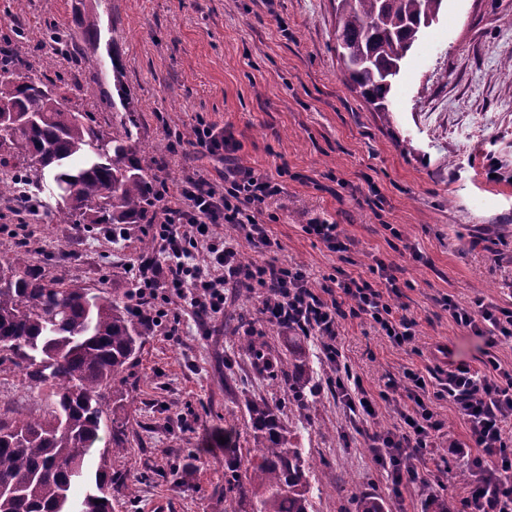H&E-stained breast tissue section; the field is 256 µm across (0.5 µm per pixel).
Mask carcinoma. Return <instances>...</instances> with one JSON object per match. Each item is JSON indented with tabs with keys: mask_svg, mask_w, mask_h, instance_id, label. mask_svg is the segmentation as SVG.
<instances>
[{
	"mask_svg": "<svg viewBox=\"0 0 512 512\" xmlns=\"http://www.w3.org/2000/svg\"><path fill=\"white\" fill-rule=\"evenodd\" d=\"M444 0H338L337 49L348 85L379 112L423 29ZM83 36L97 33V17L74 20ZM20 54L0 50V109L17 108L35 122L0 125V170L15 173L34 194L20 202L37 213L51 180L59 195L57 224H135L147 219L154 186L138 156L132 120L105 133L71 106L55 86L29 74ZM148 322L129 305L28 270L16 255L0 261V366L22 372L41 390L15 418L0 413V512H72L71 491L86 454L99 439L104 391L135 359ZM260 376L276 373L292 390L288 412L313 406L305 391L306 358L293 351L273 360L264 337L242 342ZM122 396L112 402V463L124 453ZM257 459L231 460L225 473L224 512H309L308 483L289 420L265 400L248 404ZM120 482L102 457L80 512H110L104 488ZM347 512H383L382 503L354 493Z\"/></svg>",
	"mask_w": 512,
	"mask_h": 512,
	"instance_id": "carcinoma-1",
	"label": "carcinoma"
}]
</instances>
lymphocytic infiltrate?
<instances>
[{"mask_svg":"<svg viewBox=\"0 0 512 512\" xmlns=\"http://www.w3.org/2000/svg\"><path fill=\"white\" fill-rule=\"evenodd\" d=\"M186 142L173 134L169 149L177 151ZM187 143L199 157L222 168L215 175L194 169L177 191L165 185L157 190L144 228L155 254L132 269L135 308H146L152 322L164 325L176 342L181 336L178 301H189L205 321L223 313L228 290L254 295L259 322L319 343L323 359L336 371L330 387L395 495L428 482L429 450L443 428L432 403L446 400L470 432V446L455 448L472 460L473 489L463 503L465 512H512V368L490 353L480 374L464 365L407 368L379 390L368 389L342 350L341 328L345 321L360 319L394 346L413 347L418 322L406 306L393 303L402 293L395 267L381 258L366 276L338 267L327 274L325 285L313 288L302 266L280 262L281 244L269 229L277 216L268 206L281 186L242 165L238 143L217 124L199 122ZM217 224L227 226V234L215 236ZM246 245L254 259H243ZM201 250L206 253L202 264L196 259ZM439 303L459 327L488 337L490 344L512 339L511 309L481 297L463 305L445 295ZM386 407L393 409L398 423L381 431L377 423Z\"/></svg>","mask_w":512,"mask_h":512,"instance_id":"f902f5d3","label":"lymphocytic infiltrate"}]
</instances>
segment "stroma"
<instances>
[{"mask_svg": "<svg viewBox=\"0 0 512 512\" xmlns=\"http://www.w3.org/2000/svg\"><path fill=\"white\" fill-rule=\"evenodd\" d=\"M337 0H0V47L20 46L36 77L78 91L74 107L111 131L116 84L135 111L134 139L153 183L177 189L209 159L170 154L168 130L191 134L198 118L223 126L239 143V160L283 187L270 208L281 261L320 285L341 267L364 272L375 258L399 268L402 298L418 322L417 353L393 346L368 322L346 321L344 352L365 386L376 389L423 354L447 345L448 359L482 369L487 339L460 328L437 303L480 296L512 310V0H444L424 29L389 98L377 112L346 84L336 52ZM98 19V36L77 39L69 57L54 54L46 29L71 26L77 14ZM31 214L0 195V257L22 254L30 271H46L119 300L132 290L130 265L144 255L141 225L123 238L106 224H58L56 200ZM340 224L352 239L347 256L310 239L303 224ZM255 311L243 294L231 311L201 330L182 311V336L152 326L123 373L126 394L124 480L112 512H224L229 458L252 460L247 405L287 403V382L258 378L250 357L227 336L235 311ZM272 356L294 348L308 356L319 397L294 424V442L310 463L311 512H342L351 493L380 498L385 512H433L435 500L460 512L471 492L459 470L469 457L455 406L434 401L444 423L431 450L440 469L429 484L395 496L365 440L328 388L330 368L315 340L259 325ZM239 433L224 447L225 424Z\"/></svg>", "mask_w": 512, "mask_h": 512, "instance_id": "stroma-1", "label": "stroma"}]
</instances>
